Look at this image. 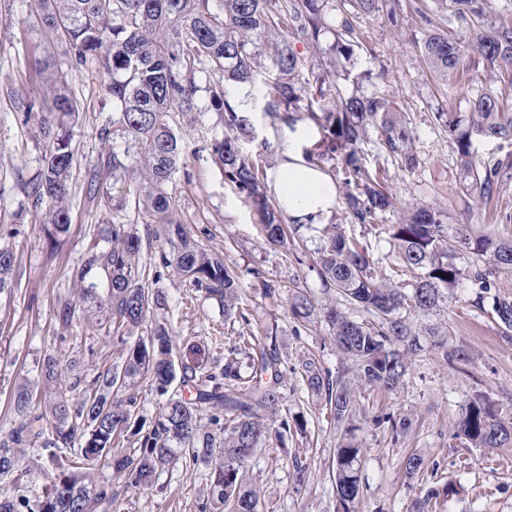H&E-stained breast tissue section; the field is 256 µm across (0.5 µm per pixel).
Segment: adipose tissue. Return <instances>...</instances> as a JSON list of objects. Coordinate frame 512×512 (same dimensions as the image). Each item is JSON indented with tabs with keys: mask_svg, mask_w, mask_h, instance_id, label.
<instances>
[{
	"mask_svg": "<svg viewBox=\"0 0 512 512\" xmlns=\"http://www.w3.org/2000/svg\"><path fill=\"white\" fill-rule=\"evenodd\" d=\"M309 132L304 121L287 130L283 161L273 182V190L282 210L302 224H323L337 203L334 182L321 170L307 165L296 147Z\"/></svg>",
	"mask_w": 512,
	"mask_h": 512,
	"instance_id": "ef3b65f1",
	"label": "adipose tissue"
}]
</instances>
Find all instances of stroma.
I'll return each instance as SVG.
<instances>
[{
  "label": "stroma",
  "instance_id": "stroma-1",
  "mask_svg": "<svg viewBox=\"0 0 512 512\" xmlns=\"http://www.w3.org/2000/svg\"><path fill=\"white\" fill-rule=\"evenodd\" d=\"M403 27L369 18L358 25L366 48L358 52L348 79L334 80L332 98L380 91L405 112L412 131L413 168L389 156L377 137L362 146L367 169L383 170L393 196L392 209L372 225L353 224L343 208H335L331 223L368 249L378 277L405 288L412 280L397 257L389 227L411 207L430 205L448 215L449 223L467 218L474 224L492 225L503 238L512 237V176L506 178L499 201L484 205L459 190V161L448 145V135L434 118L436 110L465 112L474 83L469 75H436L422 59L415 35L446 30L447 24L433 0H401ZM51 56L64 61V49L42 31L30 15L27 0H0V246L13 248L21 277L11 298H0V433L7 432L14 413L10 397L24 380L36 381L37 366L45 353L61 362H75V376L91 379L101 363H120L122 351L106 336L94 317L74 319L66 340L56 337L58 302L77 299L75 273L91 239L100 237L111 220L132 224L142 237V262L160 250L148 214L127 202L113 211L110 199L88 206L85 198L89 168L108 152L123 150L122 136L104 141L98 129L111 109L104 88V73L72 70L71 94L81 112L74 129L76 155L72 171L71 225L57 249L46 240L44 216L34 211L21 185L35 178L42 166L40 115L25 114L13 96L21 90L36 105L49 100L50 92L39 64ZM385 75L372 82H354L365 69ZM246 99L253 132L238 141L242 154L264 156L262 175L272 185L282 157V129L262 110L263 92L257 87L236 88ZM180 143L179 171L168 188L174 216L207 248L223 256L237 274L242 288L243 317H225L220 305L193 292L188 280L169 267L151 285L164 303L154 315L167 323L175 345L192 339L212 349L213 371H221L224 356L237 336L251 328L276 327L279 355L285 365L287 387L283 409L300 415L304 428L283 440H270L252 458L247 482L261 494V512H336L332 471L336 448L343 436L321 400L308 395L302 379L303 362L314 356L323 366L337 369L343 358L324 322L312 319L297 326L290 301L295 288H303L316 303H325L318 275L317 251L324 239L320 225L302 229L296 247L267 245L248 198L224 178L208 154L211 140L222 137L224 127L217 112L196 113L194 120L176 119ZM20 226L18 236L5 231ZM470 283H463L441 317L448 326V343L468 350V364L456 367L437 350L425 348L416 356L400 389L393 393L367 391L360 396L361 411L353 421L356 441L362 448L363 487L353 512H410L422 486L454 491L444 512H512V446L468 448L453 439L454 423L468 402L484 395L495 402L503 416L512 415V336L502 334L492 307L476 308ZM407 417L409 428L393 437L386 416ZM417 454L424 463V478H409L404 458ZM307 467L304 483H297L293 458ZM94 476L111 482L118 492V512H200L210 487L205 465L186 467L177 461L157 475L144 490L122 486L112 466L99 464Z\"/></svg>",
  "mask_w": 512,
  "mask_h": 512
}]
</instances>
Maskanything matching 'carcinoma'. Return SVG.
Here are the masks:
<instances>
[{
	"label": "carcinoma",
	"instance_id": "1",
	"mask_svg": "<svg viewBox=\"0 0 512 512\" xmlns=\"http://www.w3.org/2000/svg\"><path fill=\"white\" fill-rule=\"evenodd\" d=\"M434 3L448 13V29L463 33L453 39L434 31L417 39L435 73L446 76L477 64L512 77V20L498 17L490 0ZM29 8L65 44L68 68L112 74L106 86L112 116L99 136L107 140L119 127L130 144L123 154L108 153L89 170L87 202L95 204L108 194L104 180L109 176L131 173L121 199L134 198L153 223L162 225L171 251L160 250L153 263L156 271L149 275L140 262L142 239L124 222L105 225V245L96 242L88 248L76 273L81 299L108 317V330L124 346L122 363L102 365L74 405L71 392L80 382L64 384L68 368L52 353L44 355L37 367L42 386L26 384L15 391L12 428L0 435V480L10 479L13 485L10 493L0 491V512L29 507L18 489L20 457L28 448L32 460H44L52 469L38 512H99L113 504L117 495L112 483L87 479V470L110 459L114 443L127 436L135 439V446L115 464L126 488L148 485L180 458L188 466L204 463L211 469L201 512L217 505L226 512H260V495L245 482L246 465L270 437L281 439L294 428H304L299 417L280 414L286 383L276 348L262 346L255 335H242L224 357V368L213 374L208 346L189 342L175 357L169 328L160 322L150 335H138L151 305H160L147 281L161 277V269L171 265L194 290L221 303L228 317L239 313L242 299L238 277L224 266V258L195 240L169 212L167 188L179 158L174 115L201 111L197 74L209 73V107L224 122V137L212 141L210 156L225 179L250 198L266 241L286 245L290 233L285 213L259 181V160L245 157L238 148L249 119L233 89L253 85L262 73L269 75L263 111L283 110L282 120L290 124L286 111L303 106L312 111V103L328 95L331 77H349L351 62L363 47L353 17H383L397 26L400 0H29ZM297 40L319 55L303 85L295 82L305 65ZM47 82L53 95L39 125L42 168L23 190L35 209L44 211L57 241L70 228L72 130L79 112L66 72L49 70ZM435 120L448 131V144L459 157L463 193L484 204L498 200L512 158L486 165L477 159L472 138L512 140V113L503 95L481 87L466 115L437 112ZM318 124L323 139L318 149L306 153V163L318 167L330 160L328 147L342 150L339 172L346 218L356 224L376 223L392 208V200L379 176L362 169L360 150L374 131L386 153L413 167L416 158L404 113L381 93L353 94L322 113ZM391 238L398 258L413 274L410 289L380 279L365 246L334 224L321 250L320 269L323 291L336 297L319 309L302 293L291 302L292 316L299 322L321 313L345 357L346 365L335 373L310 359L303 374L307 392L325 403L339 426L357 415L362 390L400 388L412 358L424 350V337L447 361H469L466 349L448 347L447 326L432 320L463 282L478 288L475 305L492 298L500 326L512 331V297L492 292L500 275L512 273V239L467 220L449 224L428 205L417 206L391 225ZM15 276V253L1 247L0 295L12 294ZM76 312L72 301H59V325L69 327ZM240 356L248 359L246 377L238 370ZM141 379L160 395L177 380L190 397L170 398L149 422L139 414L137 398L128 393ZM454 436L473 448H502L512 445V423L493 401L479 395L468 403ZM77 444L80 451L70 452ZM361 457L353 436L345 434L336 448L337 512H352L360 494Z\"/></svg>",
	"mask_w": 512,
	"mask_h": 512
}]
</instances>
